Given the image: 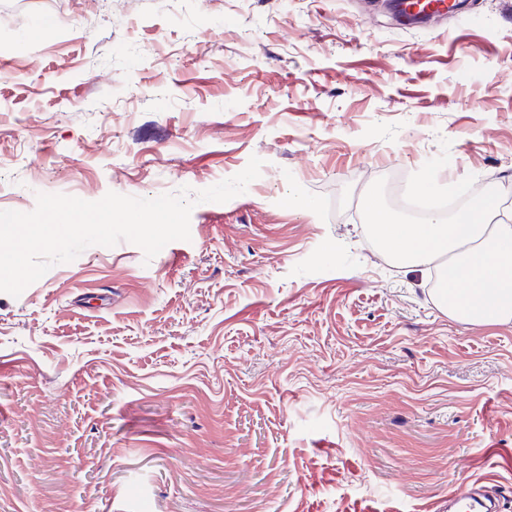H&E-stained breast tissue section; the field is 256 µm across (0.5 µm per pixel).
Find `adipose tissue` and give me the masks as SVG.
Here are the masks:
<instances>
[{
	"mask_svg": "<svg viewBox=\"0 0 512 512\" xmlns=\"http://www.w3.org/2000/svg\"><path fill=\"white\" fill-rule=\"evenodd\" d=\"M373 245L394 262L420 267L445 265L434 291L449 317L471 324L512 323V223L500 220L499 202L486 193L449 220L428 214L416 224L390 221L369 200Z\"/></svg>",
	"mask_w": 512,
	"mask_h": 512,
	"instance_id": "adipose-tissue-1",
	"label": "adipose tissue"
}]
</instances>
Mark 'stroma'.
<instances>
[{
  "label": "stroma",
  "instance_id": "1",
  "mask_svg": "<svg viewBox=\"0 0 512 512\" xmlns=\"http://www.w3.org/2000/svg\"><path fill=\"white\" fill-rule=\"evenodd\" d=\"M0 0V210L202 190L179 258L93 245L0 292V512H512V324L370 242L387 175L512 210V8ZM315 203V214L293 199ZM173 247V248H174ZM455 0H399L394 8L406 20L421 18L427 21L437 20L454 11ZM485 488L479 481L464 482L448 494V512H497Z\"/></svg>",
  "mask_w": 512,
  "mask_h": 512
}]
</instances>
